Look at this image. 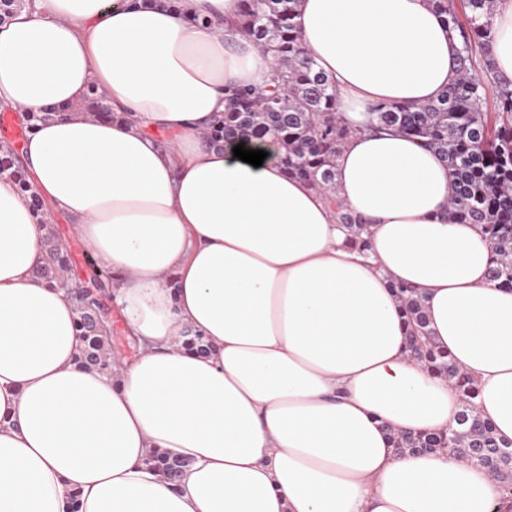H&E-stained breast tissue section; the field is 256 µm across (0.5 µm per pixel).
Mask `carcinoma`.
<instances>
[{
  "instance_id": "cac0c4a2",
  "label": "carcinoma",
  "mask_w": 512,
  "mask_h": 512,
  "mask_svg": "<svg viewBox=\"0 0 512 512\" xmlns=\"http://www.w3.org/2000/svg\"><path fill=\"white\" fill-rule=\"evenodd\" d=\"M431 0L435 11L461 41L458 77L431 103L413 107L402 103H378L371 108L362 130L395 131L438 152L452 177L454 190L448 202L449 219L456 224H478L493 251L491 278L512 289V81L495 74L486 42L496 0ZM301 0H241L239 26L251 41L272 57L270 82L261 89L238 85L224 87V112L208 134L209 144L220 147L238 140H268L279 149L286 174L308 182L324 192L336 208L339 223L353 233L352 242L365 249L362 218L336 198L335 156L352 133L337 115V89L333 80L318 69L304 47L295 22ZM497 93V108L482 111L486 88ZM89 113L114 119L112 105L103 94L80 102ZM23 177L13 149L0 147V172ZM84 262L88 279L112 282V271L96 264L90 255ZM74 260L56 239L46 235V261L39 278L56 283L69 278ZM406 315L410 332L408 346L418 359L448 379L461 393L463 411L460 430L444 433H408L395 437V447L406 450L448 452L480 466L485 457L492 477L512 493V448L500 447L492 425L473 405L474 380L464 374L431 341L423 299L401 283H391ZM75 327L80 338L79 360L88 367L112 371L108 349L112 328H102L94 316L106 310L97 300H76ZM175 459L156 453L149 459L154 471L170 478Z\"/></svg>"
}]
</instances>
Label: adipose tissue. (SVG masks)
<instances>
[{
  "instance_id": "adipose-tissue-1",
  "label": "adipose tissue",
  "mask_w": 512,
  "mask_h": 512,
  "mask_svg": "<svg viewBox=\"0 0 512 512\" xmlns=\"http://www.w3.org/2000/svg\"><path fill=\"white\" fill-rule=\"evenodd\" d=\"M238 11L33 0L0 23V111L56 110L24 141L23 178L0 176V512H512L486 469L390 440L456 429L462 410L406 345L400 282L512 443V290L490 277V243L449 222L434 151L360 129L377 103L435 100L456 76L455 34L429 0L301 2L303 43L353 129L336 183L366 224L362 251L275 144L250 141L267 153L256 167L205 142L225 85L272 75ZM488 53L512 79V0H497ZM99 90L129 121L74 113ZM47 213L111 270L133 362L80 363L74 306L36 275ZM158 451L184 461L179 485L150 469Z\"/></svg>"
}]
</instances>
